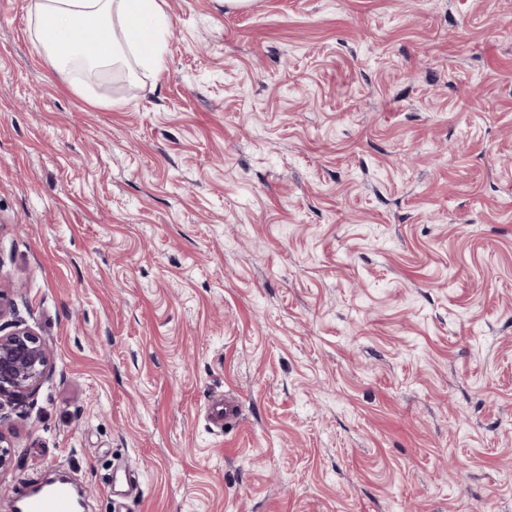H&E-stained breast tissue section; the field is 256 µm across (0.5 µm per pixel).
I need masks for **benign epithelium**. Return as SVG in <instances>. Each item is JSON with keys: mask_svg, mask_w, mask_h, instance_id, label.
Masks as SVG:
<instances>
[{"mask_svg": "<svg viewBox=\"0 0 512 512\" xmlns=\"http://www.w3.org/2000/svg\"><path fill=\"white\" fill-rule=\"evenodd\" d=\"M50 353L29 326L0 333V412L35 392L50 368ZM9 435L0 429V475L12 466Z\"/></svg>", "mask_w": 512, "mask_h": 512, "instance_id": "1", "label": "benign epithelium"}]
</instances>
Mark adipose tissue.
Wrapping results in <instances>:
<instances>
[{"mask_svg":"<svg viewBox=\"0 0 512 512\" xmlns=\"http://www.w3.org/2000/svg\"><path fill=\"white\" fill-rule=\"evenodd\" d=\"M39 41L61 68L82 63L96 69L124 63L125 52L138 50L145 64L161 69L158 40L169 18L158 0H34ZM108 28L111 39L88 44L79 31Z\"/></svg>","mask_w":512,"mask_h":512,"instance_id":"obj_1","label":"adipose tissue"}]
</instances>
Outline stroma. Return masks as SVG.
Here are the masks:
<instances>
[{"mask_svg":"<svg viewBox=\"0 0 512 512\" xmlns=\"http://www.w3.org/2000/svg\"><path fill=\"white\" fill-rule=\"evenodd\" d=\"M160 2L74 84L0 0V512H512V0ZM2 334L0 323V421L2 411L35 392L50 368V353L29 326L15 323ZM19 499L21 512H75L72 494L64 486L28 490Z\"/></svg>","mask_w":512,"mask_h":512,"instance_id":"1","label":"stroma"}]
</instances>
